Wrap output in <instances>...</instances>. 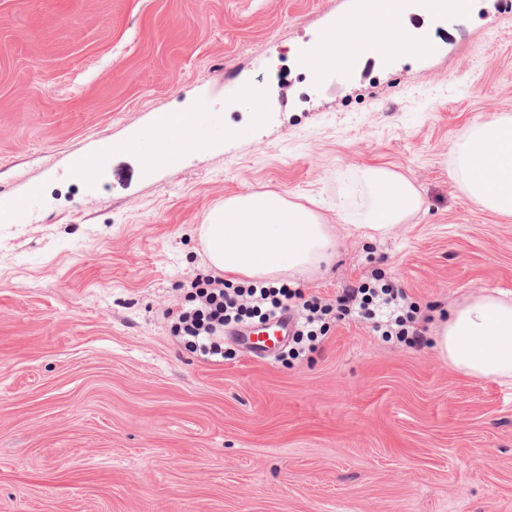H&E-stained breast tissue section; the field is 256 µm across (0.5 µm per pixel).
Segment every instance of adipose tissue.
<instances>
[{
  "label": "adipose tissue",
  "instance_id": "ef3b65f1",
  "mask_svg": "<svg viewBox=\"0 0 512 512\" xmlns=\"http://www.w3.org/2000/svg\"><path fill=\"white\" fill-rule=\"evenodd\" d=\"M166 138L159 149L139 153L143 166L166 162L186 144L177 116L161 121ZM462 192L480 209L512 216V116L472 126L453 158ZM360 228L366 238L388 235L408 223L422 206L411 180L386 168L364 177ZM208 267L227 278L274 281L318 273L336 252L335 224L277 192L233 196L213 209L198 228ZM442 358L465 374L512 382V297L483 291L452 308L436 329Z\"/></svg>",
  "mask_w": 512,
  "mask_h": 512
}]
</instances>
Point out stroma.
<instances>
[{"label":"stroma","mask_w":512,"mask_h":512,"mask_svg":"<svg viewBox=\"0 0 512 512\" xmlns=\"http://www.w3.org/2000/svg\"><path fill=\"white\" fill-rule=\"evenodd\" d=\"M359 6L0 0V512H512V384L433 342L439 313L512 292V218L451 172L470 126L512 115V0L412 15L436 52L311 80L299 58ZM167 113L202 145L144 171L124 145ZM370 167L423 199L372 241L336 218ZM265 191L336 226L329 268L290 289L392 283L422 344L331 315L296 356L185 350L164 314L208 270L198 225Z\"/></svg>","instance_id":"35a3bbf8"}]
</instances>
